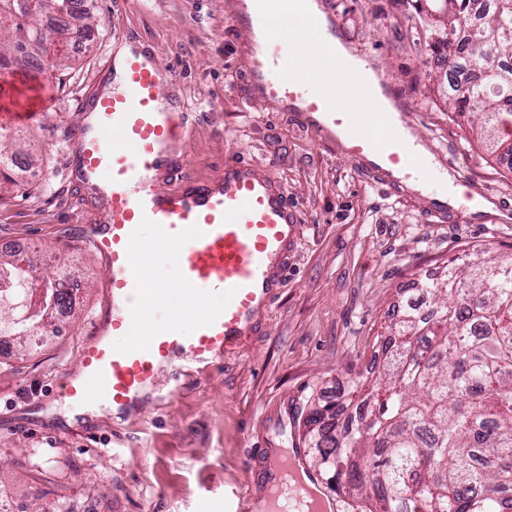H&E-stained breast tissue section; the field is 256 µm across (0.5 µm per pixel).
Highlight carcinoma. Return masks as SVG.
Returning a JSON list of instances; mask_svg holds the SVG:
<instances>
[{
    "mask_svg": "<svg viewBox=\"0 0 512 512\" xmlns=\"http://www.w3.org/2000/svg\"><path fill=\"white\" fill-rule=\"evenodd\" d=\"M28 0H0L10 48L0 71L41 59L56 69L69 54L42 45L39 17ZM71 18L58 41L71 46L85 17L71 0H47ZM475 0H411L426 4L425 32L437 60L477 71L451 89L459 115L480 120V139L512 161V0H492L470 22ZM19 131L0 132V191L16 184L13 146ZM0 268L45 290L44 303L21 305L26 289L0 295V331L22 344L49 309L66 302L59 279L39 278L25 255L0 258ZM426 311L402 306L389 333L378 337L382 362L352 382L357 402L325 403L309 418V447L327 481L372 501L370 512H512V261L465 251L437 279L417 283Z\"/></svg>",
    "mask_w": 512,
    "mask_h": 512,
    "instance_id": "cac0c4a2",
    "label": "carcinoma"
}]
</instances>
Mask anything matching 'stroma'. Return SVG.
<instances>
[{"instance_id": "35a3bbf8", "label": "stroma", "mask_w": 512, "mask_h": 512, "mask_svg": "<svg viewBox=\"0 0 512 512\" xmlns=\"http://www.w3.org/2000/svg\"><path fill=\"white\" fill-rule=\"evenodd\" d=\"M241 0H91L70 67L42 73L54 105L24 132L41 160L0 193V252L31 250L38 271L67 264L82 285L58 335L0 359V492L17 512H228L233 495L269 482L260 449L307 447L306 420L366 373L376 339L397 318L407 283L444 271L469 248L512 258V221L434 215L430 195L379 185L364 159L325 127L300 124L250 78L253 37L234 29ZM344 46L371 61L418 143L471 195L512 201V165L488 153L447 102L448 77L404 0H318ZM148 44L174 69L170 100L194 124L170 182L211 181L251 163L288 191L297 236L270 308L233 352L187 373L164 400L122 420L66 423L58 391L102 319L106 269L81 241L109 202L80 183L74 132L94 77L117 44Z\"/></svg>"}]
</instances>
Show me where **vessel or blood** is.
<instances>
[{
	"instance_id": "b4317fda",
	"label": "vessel or blood",
	"mask_w": 512,
	"mask_h": 512,
	"mask_svg": "<svg viewBox=\"0 0 512 512\" xmlns=\"http://www.w3.org/2000/svg\"><path fill=\"white\" fill-rule=\"evenodd\" d=\"M286 59L283 43L273 41L251 67L262 93L283 105L307 98L305 87L278 77ZM118 80L111 95L100 98L94 125H81L76 133L83 143L85 177L112 187L108 220L83 237L107 269L106 322L82 349L78 376L66 385L62 398L74 406L109 402L124 413L139 406L145 395L160 394L162 380H177L223 357L249 332L286 270L296 219L285 188L246 163L225 167L223 178L215 182L188 177L179 185L168 184L171 150L189 139L188 112L162 106L175 72L161 65L155 52L138 48L125 58ZM308 100L297 117L307 120L320 112L332 124L349 126L348 116L329 111L323 98ZM51 102L49 85H30L0 114V125L29 120L31 107L44 111ZM352 152L375 153L370 164L375 172L395 165L407 176L417 174L408 154L375 152L364 137H356ZM148 227L161 240L186 239L179 271L192 298L204 301L218 293L224 302L187 334L170 328L164 318H153L144 339L133 343L134 304L144 292L133 272V252Z\"/></svg>"
}]
</instances>
